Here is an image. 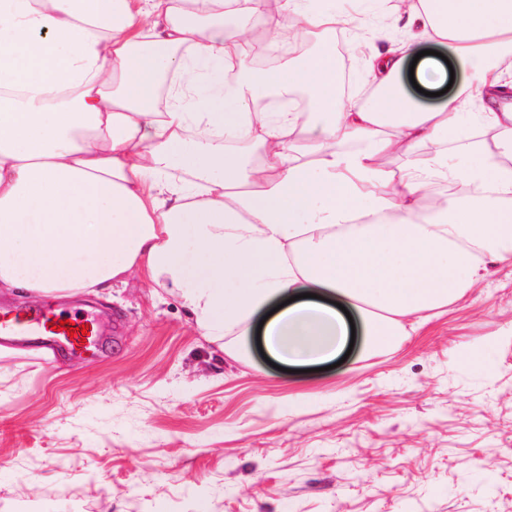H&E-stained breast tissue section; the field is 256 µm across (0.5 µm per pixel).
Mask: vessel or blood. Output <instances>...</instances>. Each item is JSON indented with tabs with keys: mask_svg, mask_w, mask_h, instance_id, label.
Here are the masks:
<instances>
[{
	"mask_svg": "<svg viewBox=\"0 0 512 512\" xmlns=\"http://www.w3.org/2000/svg\"><path fill=\"white\" fill-rule=\"evenodd\" d=\"M64 321L87 326L84 339L69 337L67 330L60 327ZM0 336L31 342L61 356L77 355L103 345L102 330L97 320L78 311L59 310L51 306L0 311Z\"/></svg>",
	"mask_w": 512,
	"mask_h": 512,
	"instance_id": "b4317fda",
	"label": "vessel or blood"
}]
</instances>
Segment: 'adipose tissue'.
<instances>
[{"label": "adipose tissue", "instance_id": "ef3b65f1", "mask_svg": "<svg viewBox=\"0 0 512 512\" xmlns=\"http://www.w3.org/2000/svg\"><path fill=\"white\" fill-rule=\"evenodd\" d=\"M0 0V291L165 279L206 335H250L287 366L336 358L359 314L368 350L447 306L485 258L512 264V0H368L401 36L337 89L326 39L347 8L304 0ZM302 31L314 53L256 70ZM448 47L455 89L407 95ZM309 112L297 111L295 94ZM277 97L278 111L260 109ZM427 154H420L421 146ZM394 154L397 170L379 167ZM177 168L188 183L161 180Z\"/></svg>", "mask_w": 512, "mask_h": 512}]
</instances>
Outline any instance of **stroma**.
I'll use <instances>...</instances> for the list:
<instances>
[{"mask_svg": "<svg viewBox=\"0 0 512 512\" xmlns=\"http://www.w3.org/2000/svg\"><path fill=\"white\" fill-rule=\"evenodd\" d=\"M356 88L369 27L341 31ZM102 349L0 344V512H512V266L379 355L287 373L225 357L135 272L76 296ZM490 343L482 367L466 354Z\"/></svg>", "mask_w": 512, "mask_h": 512, "instance_id": "35a3bbf8", "label": "stroma"}]
</instances>
